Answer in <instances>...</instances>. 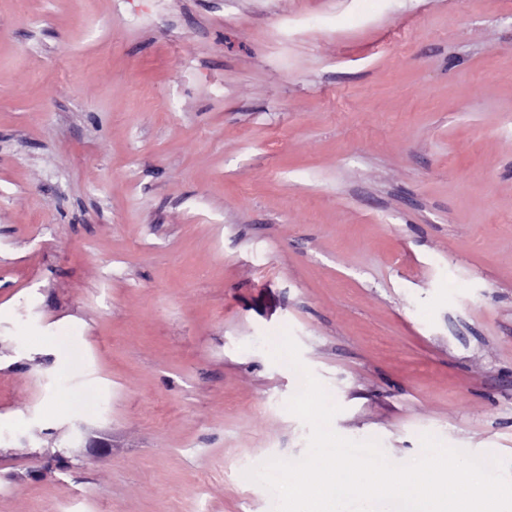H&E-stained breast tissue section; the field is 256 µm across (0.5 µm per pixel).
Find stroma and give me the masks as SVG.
Masks as SVG:
<instances>
[{"mask_svg":"<svg viewBox=\"0 0 512 512\" xmlns=\"http://www.w3.org/2000/svg\"><path fill=\"white\" fill-rule=\"evenodd\" d=\"M285 331L512 464V0H0V512H274Z\"/></svg>","mask_w":512,"mask_h":512,"instance_id":"stroma-1","label":"stroma"}]
</instances>
